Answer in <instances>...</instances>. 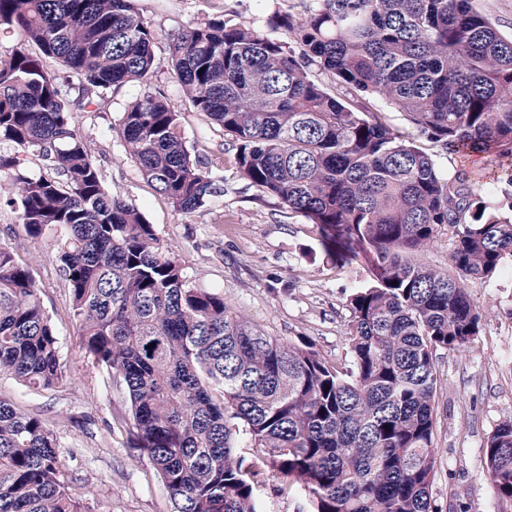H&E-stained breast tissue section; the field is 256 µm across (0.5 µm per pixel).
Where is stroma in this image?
I'll return each instance as SVG.
<instances>
[{
    "instance_id": "stroma-1",
    "label": "stroma",
    "mask_w": 512,
    "mask_h": 512,
    "mask_svg": "<svg viewBox=\"0 0 512 512\" xmlns=\"http://www.w3.org/2000/svg\"><path fill=\"white\" fill-rule=\"evenodd\" d=\"M138 6L155 33L154 77L113 89L105 106L77 116L106 189L143 212L157 230L160 251L178 260L196 287L222 295L233 313L266 335L283 343L304 337L329 364L348 366V298L354 288L370 285L367 263H337L317 225L240 179L230 136L190 111L169 66L170 36L184 26L224 18L263 27L276 10L302 12L303 0H139ZM158 87L182 114L191 154L224 178L223 196L189 215L177 213L141 176L116 133L125 104ZM424 147L442 170L466 166L498 196L507 187L496 155L464 159L429 141ZM62 237L53 230L29 238L14 210L0 208V247L10 248L30 270L60 339L65 374L59 384L34 390L2 373L0 398L46 421L71 491L87 499L93 512H172L158 475L135 448L123 392L79 346L58 270ZM469 291L482 316L480 333L462 350L440 349L434 358L432 496L438 512H512V499L496 494L485 462L488 437L512 420V257L494 279L471 283Z\"/></svg>"
}]
</instances>
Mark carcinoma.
<instances>
[{
	"instance_id": "cac0c4a2",
	"label": "carcinoma",
	"mask_w": 512,
	"mask_h": 512,
	"mask_svg": "<svg viewBox=\"0 0 512 512\" xmlns=\"http://www.w3.org/2000/svg\"><path fill=\"white\" fill-rule=\"evenodd\" d=\"M2 30L20 46L0 56V180L11 186L0 206L29 237L65 230L59 270L82 352L123 385L136 449L174 512H263L273 477L310 512H438L434 353L479 333L468 285L512 255V204L503 210L464 168L443 171L418 140L512 157V36L473 0H312L266 29L212 19L173 38L172 73L193 111L232 136L239 177L317 225L337 261L370 264L374 284L348 298L352 361L340 370L193 285L154 225L105 188L75 115L153 77L154 33L136 0H0ZM374 98L415 133L369 111ZM117 133L177 212L224 195L163 90L128 102ZM31 156L55 175L26 176ZM443 228L448 268L412 262ZM2 371L33 389L64 377L32 274L6 247ZM486 460L497 494L512 498V421L488 438ZM0 512H87L47 423L3 399Z\"/></svg>"
}]
</instances>
